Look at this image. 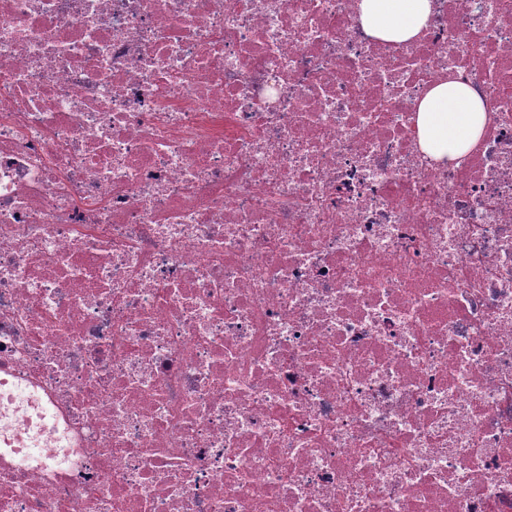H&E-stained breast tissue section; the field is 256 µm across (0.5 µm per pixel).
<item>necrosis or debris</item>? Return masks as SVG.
<instances>
[{
	"instance_id": "obj_1",
	"label": "necrosis or debris",
	"mask_w": 512,
	"mask_h": 512,
	"mask_svg": "<svg viewBox=\"0 0 512 512\" xmlns=\"http://www.w3.org/2000/svg\"><path fill=\"white\" fill-rule=\"evenodd\" d=\"M0 372V512H512V0H0ZM432 0H358L364 30L392 44L412 41L432 14ZM421 149L434 161L458 164L482 136L487 122L483 102L467 85H434L417 112Z\"/></svg>"
}]
</instances>
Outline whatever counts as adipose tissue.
<instances>
[{"label": "adipose tissue", "instance_id": "obj_1", "mask_svg": "<svg viewBox=\"0 0 512 512\" xmlns=\"http://www.w3.org/2000/svg\"><path fill=\"white\" fill-rule=\"evenodd\" d=\"M364 30L392 43L412 41L432 14V0H358ZM487 122L483 102L467 85L446 81L434 85L417 112L419 143L434 161L460 162L482 136Z\"/></svg>", "mask_w": 512, "mask_h": 512}]
</instances>
